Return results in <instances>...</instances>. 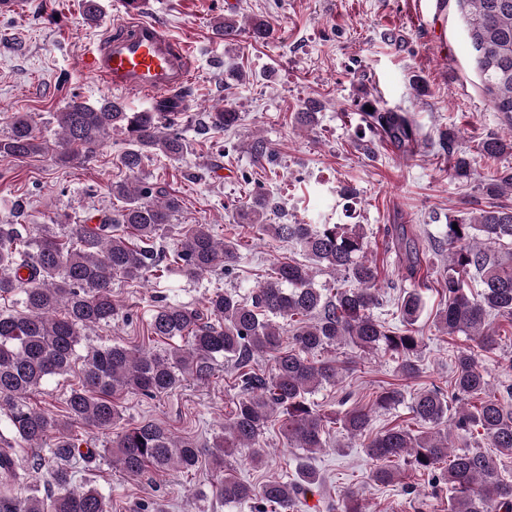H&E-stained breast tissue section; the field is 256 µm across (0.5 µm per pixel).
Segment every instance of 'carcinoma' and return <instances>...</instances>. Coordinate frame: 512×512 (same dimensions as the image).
Wrapping results in <instances>:
<instances>
[{"label":"carcinoma","instance_id":"cac0c4a2","mask_svg":"<svg viewBox=\"0 0 512 512\" xmlns=\"http://www.w3.org/2000/svg\"><path fill=\"white\" fill-rule=\"evenodd\" d=\"M484 89L494 108L512 123V0H457ZM366 127L407 147L419 130L409 116L392 110L365 112ZM177 113L161 100L151 112H130L122 101L103 96L95 105L77 98L56 113L54 144L42 137L25 116L14 118L0 135V157L48 154L56 163L73 157L90 159L95 146L112 132L125 136L119 157L132 181L112 183L120 205L95 215L96 224H0V296L20 295V311L0 312V410L9 435L0 434V512H112L97 489L75 485L71 460L100 457L129 476L149 470L192 471L202 459L215 473L214 497L230 506L248 505L254 512H298L307 496L322 486L312 465L313 454L326 446L325 428L339 426L350 437L366 436V455L375 462L377 485L401 478L403 467L426 477L427 488L405 487L418 512H433L434 501L448 491V512H512V478L504 477L497 459L478 447L454 448L452 436L483 432L488 447L512 454V384L489 388L480 356L499 346L500 319L512 327V257L504 259L476 245L512 241V207L489 205L445 225L436 245L448 251L440 275L444 306L435 327L448 336L463 335L470 344L454 352V375L444 390L432 387L405 400L398 387H387L371 402L328 417L310 400L320 388L334 385L354 369L355 361L317 359L316 354L349 347L356 354H389L406 379L420 373L423 347L419 320L423 297L406 289L397 299L399 324L375 315L385 299L378 271L366 258L367 233L362 224H270L277 203L255 183L240 218L261 237L288 242L304 256L283 257L251 293L217 290L206 298L205 311L174 303L157 306L150 322L153 336L184 344L146 351L124 343L87 345L80 384L66 399L59 417L27 402L43 381L66 374L86 332L107 326L122 314L112 296V281L141 282L158 272L177 269L196 280L219 267H231L240 254L231 241L215 238L209 225L193 224L174 234L172 246H157L181 210V200L142 176L147 154L180 162L191 152L176 128ZM240 113L229 104L207 115L203 128L220 133L236 126ZM445 149L456 155L455 139L443 136ZM512 151V141L489 137L481 145L488 157ZM251 152L258 162L272 161L274 149L261 138ZM454 175L467 178L471 163L456 155ZM491 195L512 191V169L497 172L486 186ZM458 229H453V226ZM404 246L408 273L424 256L417 238L394 228ZM334 276L315 283L316 274ZM290 333L288 344L282 336ZM271 353L265 372L255 356ZM234 371L231 387L239 390L231 415L209 448L191 437H177L153 421L126 428L109 446L81 450L66 437L71 422L110 431L121 419L115 399L137 392L154 397L193 378L207 381L219 361ZM415 426L397 424L372 431L373 414L401 405ZM288 447L297 448L296 477L259 487L234 475L243 463L263 464L262 438L273 418ZM52 449L54 465L47 487L32 481L34 465L19 462L17 449ZM24 488L19 497L15 490ZM327 512H362L357 495L345 492L326 504Z\"/></svg>","mask_w":512,"mask_h":512}]
</instances>
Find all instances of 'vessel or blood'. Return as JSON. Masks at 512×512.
Wrapping results in <instances>:
<instances>
[{
	"label": "vessel or blood",
	"instance_id": "obj_1",
	"mask_svg": "<svg viewBox=\"0 0 512 512\" xmlns=\"http://www.w3.org/2000/svg\"><path fill=\"white\" fill-rule=\"evenodd\" d=\"M82 67L112 91L145 99H177L190 83L195 59L186 42L153 20H126L86 50Z\"/></svg>",
	"mask_w": 512,
	"mask_h": 512
}]
</instances>
